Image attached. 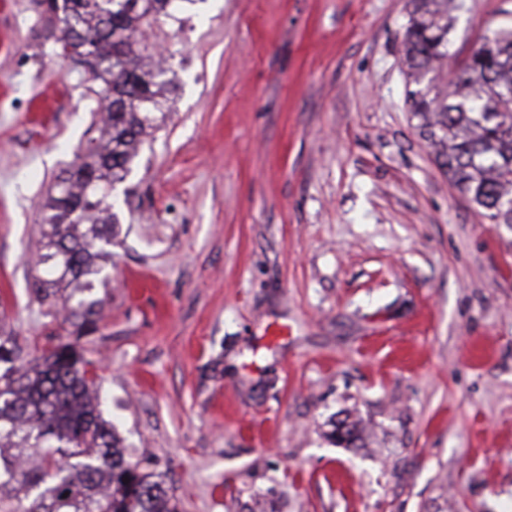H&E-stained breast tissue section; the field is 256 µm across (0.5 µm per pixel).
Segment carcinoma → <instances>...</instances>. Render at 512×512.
<instances>
[{
    "label": "carcinoma",
    "mask_w": 512,
    "mask_h": 512,
    "mask_svg": "<svg viewBox=\"0 0 512 512\" xmlns=\"http://www.w3.org/2000/svg\"><path fill=\"white\" fill-rule=\"evenodd\" d=\"M175 2L64 0L48 17L59 45L102 81L110 112L44 204L39 258L47 277L32 295L61 304L75 340L31 357L0 327V512H177L163 481L128 458L78 345L99 331L105 306L104 263L119 224L108 198L157 128L168 91L166 70L143 61L136 34L145 18L171 15ZM408 6L400 53L417 129L470 202L492 223L512 226V24L484 37L447 81L448 0ZM331 425L336 443L364 446L359 422Z\"/></svg>",
    "instance_id": "1"
}]
</instances>
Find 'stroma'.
Wrapping results in <instances>:
<instances>
[{
    "label": "stroma",
    "mask_w": 512,
    "mask_h": 512,
    "mask_svg": "<svg viewBox=\"0 0 512 512\" xmlns=\"http://www.w3.org/2000/svg\"><path fill=\"white\" fill-rule=\"evenodd\" d=\"M453 2L450 71L512 20ZM406 23V0H185L140 28L170 93L80 346L178 512H512V226L418 135ZM57 36L0 0V324L31 351L65 334L31 295L42 207L102 103ZM345 416L364 447L329 439Z\"/></svg>",
    "instance_id": "obj_1"
}]
</instances>
